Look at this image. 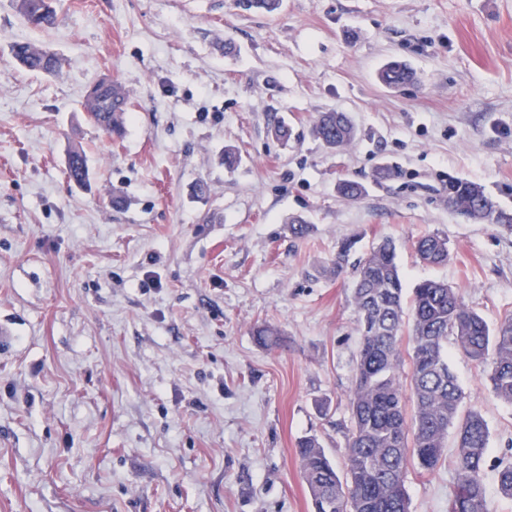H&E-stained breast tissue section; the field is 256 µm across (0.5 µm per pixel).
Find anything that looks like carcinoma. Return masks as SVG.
Masks as SVG:
<instances>
[{
	"instance_id": "1",
	"label": "carcinoma",
	"mask_w": 512,
	"mask_h": 512,
	"mask_svg": "<svg viewBox=\"0 0 512 512\" xmlns=\"http://www.w3.org/2000/svg\"><path fill=\"white\" fill-rule=\"evenodd\" d=\"M243 10L274 13L281 0H235ZM17 9L33 28L57 21L54 0H17ZM10 52L19 66L54 76L64 58L29 43H13ZM390 87L413 80L401 64L381 73ZM117 82L102 78L88 89L82 111L103 131L121 135L128 118L127 105L114 103ZM313 135L332 149L355 138V129L342 112H323L314 121ZM67 176L78 185L89 182L85 154L70 151ZM448 206L463 217L483 212L482 221L512 233V214L484 189L462 181L448 183ZM353 243H342L325 275L339 276L352 266V292L360 332V349L349 391L352 431L345 452V473L339 474L318 438L303 437L297 455L313 512H410L405 489L409 467L422 475L435 472L445 460L448 432L455 433L453 466L457 476L448 512H488L484 473L490 431L482 414L465 408L466 395L448 359V340L477 366L486 370L492 394L512 404V313L496 328L467 306L459 288L443 281L424 280L413 289L410 371H404L401 335L405 324L403 283L395 245L383 241L350 262ZM416 258L427 265L448 263V239L426 234L413 243ZM503 495L512 498V462L497 472Z\"/></svg>"
}]
</instances>
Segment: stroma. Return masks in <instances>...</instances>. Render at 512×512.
<instances>
[{
  "mask_svg": "<svg viewBox=\"0 0 512 512\" xmlns=\"http://www.w3.org/2000/svg\"><path fill=\"white\" fill-rule=\"evenodd\" d=\"M57 11L35 29L0 0V322L13 330L0 353V512H312L297 443L317 435L339 466L352 428L353 274L320 272L343 241L358 258L392 240L405 298L436 279L489 326L512 313V233L448 206L454 179L512 212V0ZM13 41L66 65L29 73ZM391 61L415 82L381 85ZM105 76L129 97L119 137L80 109ZM331 111L356 128L339 150L310 133ZM74 147L84 187L65 174ZM343 179L364 196L343 198ZM296 216L307 237L290 235ZM425 233L447 237V264L416 260ZM261 325L277 345L257 343ZM448 358L490 430L487 508L512 512L497 483L512 405L456 348ZM455 486L448 460L409 472L411 512H448Z\"/></svg>",
  "mask_w": 512,
  "mask_h": 512,
  "instance_id": "1",
  "label": "stroma"
}]
</instances>
